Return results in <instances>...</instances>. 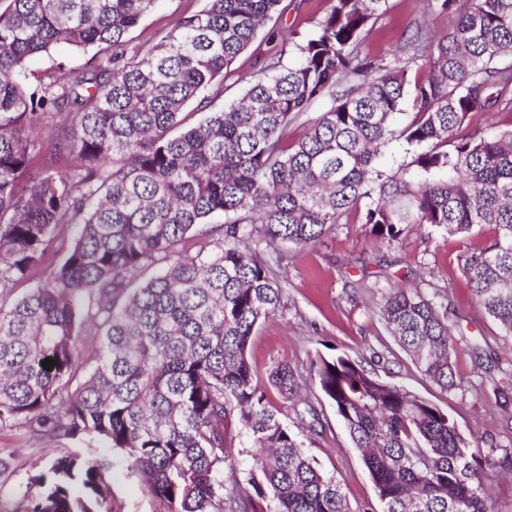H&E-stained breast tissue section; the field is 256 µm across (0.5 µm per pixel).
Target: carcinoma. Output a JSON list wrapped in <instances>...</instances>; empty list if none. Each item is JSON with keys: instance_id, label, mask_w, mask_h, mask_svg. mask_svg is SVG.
I'll use <instances>...</instances> for the list:
<instances>
[{"instance_id": "obj_1", "label": "carcinoma", "mask_w": 512, "mask_h": 512, "mask_svg": "<svg viewBox=\"0 0 512 512\" xmlns=\"http://www.w3.org/2000/svg\"><path fill=\"white\" fill-rule=\"evenodd\" d=\"M156 2L0 0V425L49 442L50 455L52 442L94 438L166 512H224L215 484L234 414L259 476L230 509L259 512L268 498L274 512H350L269 405L248 344L284 307L288 247L317 242L353 212L388 243L414 226L491 229L462 271L512 335V127L458 135L512 88V0H472L460 13L457 0H427L457 13L453 28L416 35L403 65L375 73L359 47L389 0H330L304 36L268 32L280 49L221 106L224 70L285 13L283 0H207L157 42L129 47ZM61 48L92 50L99 63L29 71L30 58ZM319 101L324 110L289 139ZM193 102L207 116L185 127ZM393 141L410 151L388 173L379 159ZM64 155L74 160L66 170L56 165ZM215 214L224 223L210 229L212 248L185 250ZM69 227L65 256L45 265ZM140 270L151 275L136 281ZM22 283L30 288L15 294ZM380 313L423 376L456 385L448 298L391 288ZM269 380L286 399L299 389L287 365ZM315 380L381 512H493L495 488L482 479L492 462L435 405L348 356L320 360ZM300 416L323 428L313 404ZM112 477L107 456H57L12 512H117Z\"/></svg>"}]
</instances>
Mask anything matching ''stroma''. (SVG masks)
I'll return each mask as SVG.
<instances>
[{
	"label": "stroma",
	"instance_id": "obj_1",
	"mask_svg": "<svg viewBox=\"0 0 512 512\" xmlns=\"http://www.w3.org/2000/svg\"><path fill=\"white\" fill-rule=\"evenodd\" d=\"M288 11L277 27L304 33L326 14L329 0H286ZM206 0H158L133 31L134 43L153 41L177 18L201 10ZM456 17L430 12L425 0H389L386 13L370 28L361 50L372 64L394 63L400 49L418 29L445 32ZM277 49L258 37L224 72L229 94L240 92L245 79L261 69ZM482 229L462 239L429 228L407 232L399 242H376L368 225L350 221L315 244L290 250L287 302L283 310L263 320L248 349V360L280 420L293 429L306 453L333 475L351 512H381L374 484L362 457L329 401L319 391L314 369L320 359L346 354L362 362L390 384L406 388L436 405L480 448L483 457L498 461L512 454V401L496 402L493 388L512 374V336L478 306L462 272L463 250L486 243ZM422 288L446 292L448 323L456 346V385L444 390L424 378L397 345L380 316L382 296L405 280ZM294 369L302 383L301 397L312 402L324 422L322 433H309L287 402L268 383L277 364ZM233 468L218 475L220 494L246 485L254 450L237 417L224 426ZM0 448L10 453L11 475L0 484V502L15 504L29 477L46 466L49 457L38 442L19 427L0 426ZM112 495L121 512H162V506L127 471L115 463Z\"/></svg>",
	"mask_w": 512,
	"mask_h": 512
}]
</instances>
